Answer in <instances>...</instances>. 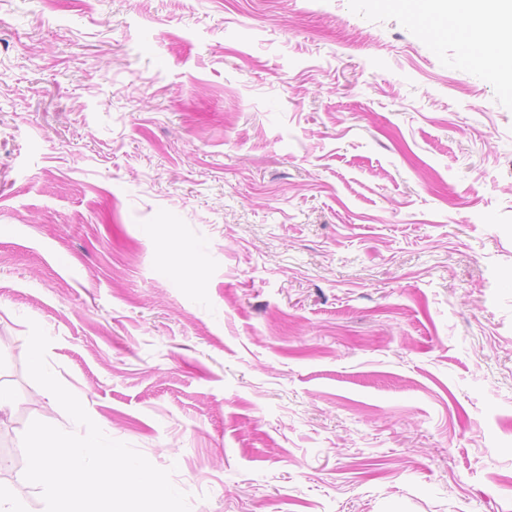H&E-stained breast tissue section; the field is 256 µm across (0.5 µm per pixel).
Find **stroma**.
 Returning a JSON list of instances; mask_svg holds the SVG:
<instances>
[{"mask_svg":"<svg viewBox=\"0 0 512 512\" xmlns=\"http://www.w3.org/2000/svg\"><path fill=\"white\" fill-rule=\"evenodd\" d=\"M191 512H512V69L390 0H0V444Z\"/></svg>","mask_w":512,"mask_h":512,"instance_id":"1","label":"stroma"}]
</instances>
